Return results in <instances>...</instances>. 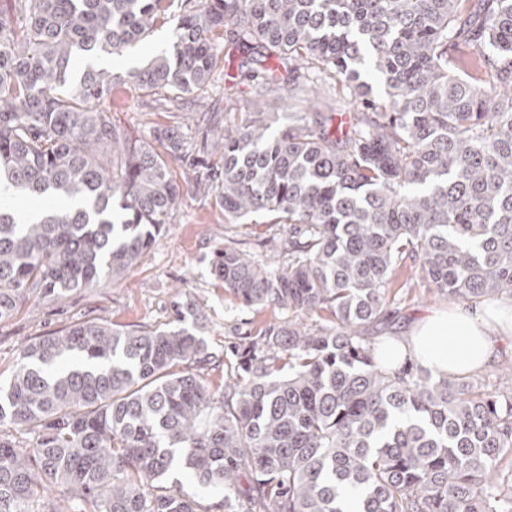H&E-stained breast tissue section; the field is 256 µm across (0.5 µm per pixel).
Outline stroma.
I'll return each mask as SVG.
<instances>
[{
    "label": "stroma",
    "instance_id": "35a3bbf8",
    "mask_svg": "<svg viewBox=\"0 0 512 512\" xmlns=\"http://www.w3.org/2000/svg\"><path fill=\"white\" fill-rule=\"evenodd\" d=\"M108 106L115 124L133 136L146 139L155 128L176 126L197 143L205 141L204 126L192 122L188 113L155 111L133 85L120 86ZM214 188L211 181L189 186L169 224L123 278L74 292L61 304L48 299L29 301L11 319L0 321V377L10 376L21 346L31 340L83 321L127 329L164 327L174 321L177 299L196 305L200 333L217 353L223 352L231 337L280 321V312L243 306L225 293L212 262L231 239L248 254L278 264L280 244L288 231L265 223L259 215L225 223ZM448 307V301L431 297L421 281H410L399 293L387 333L402 335L412 321Z\"/></svg>",
    "mask_w": 512,
    "mask_h": 512
}]
</instances>
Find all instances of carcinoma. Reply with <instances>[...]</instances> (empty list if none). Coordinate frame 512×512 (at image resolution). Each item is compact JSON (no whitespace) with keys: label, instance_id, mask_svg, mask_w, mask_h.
<instances>
[{"label":"carcinoma","instance_id":"cac0c4a2","mask_svg":"<svg viewBox=\"0 0 512 512\" xmlns=\"http://www.w3.org/2000/svg\"><path fill=\"white\" fill-rule=\"evenodd\" d=\"M0 6V181L58 199L31 223L0 207V320L134 266L206 167L175 127L112 123L129 82L161 111L201 99L222 64L230 224L288 225L286 264L224 244L214 273L282 321L215 359L180 325L77 322L22 347L0 383V512H512V391L414 362L376 337L404 265L440 298L512 299V0H8ZM169 48L121 74L158 22ZM224 31L227 43L216 44ZM478 48L473 56L464 51ZM314 112H268L275 93Z\"/></svg>","mask_w":512,"mask_h":512}]
</instances>
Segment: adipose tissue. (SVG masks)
I'll return each mask as SVG.
<instances>
[{"mask_svg": "<svg viewBox=\"0 0 512 512\" xmlns=\"http://www.w3.org/2000/svg\"><path fill=\"white\" fill-rule=\"evenodd\" d=\"M512 336V309L451 308L413 322L398 342L388 344V367L397 369L414 359L431 372L454 376L488 368L498 355L500 340Z\"/></svg>", "mask_w": 512, "mask_h": 512, "instance_id": "ef3b65f1", "label": "adipose tissue"}]
</instances>
